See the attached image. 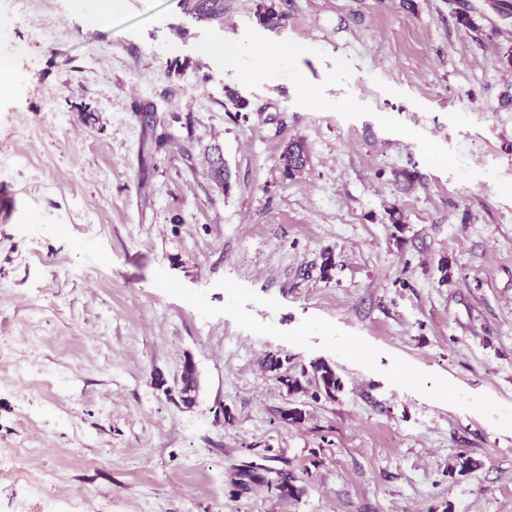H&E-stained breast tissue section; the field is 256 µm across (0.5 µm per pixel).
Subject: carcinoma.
<instances>
[{"mask_svg":"<svg viewBox=\"0 0 512 512\" xmlns=\"http://www.w3.org/2000/svg\"><path fill=\"white\" fill-rule=\"evenodd\" d=\"M186 11L202 16L216 13H224V0H181ZM308 157L305 148L300 142L288 143L285 151V168L288 175L304 169ZM207 163L211 178L220 186L228 187L224 169V155L220 146L211 147V152L207 157ZM289 361L287 357H281L277 354H269L265 357L263 365L266 371L272 373L274 379L286 388L288 394H311V398L316 400L322 396L334 400L336 394L343 389V382L336 374L335 368L323 359L314 360L310 367L304 368L299 374H290L285 369V363ZM154 384L157 388L163 390L166 396L177 404L187 409L192 408L198 396V376L196 365L190 358L186 359L176 386L167 385L164 375L157 372L154 374Z\"/></svg>","mask_w":512,"mask_h":512,"instance_id":"obj_1","label":"carcinoma"}]
</instances>
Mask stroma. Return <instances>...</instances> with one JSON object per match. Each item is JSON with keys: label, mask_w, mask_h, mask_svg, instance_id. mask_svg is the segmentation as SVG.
Listing matches in <instances>:
<instances>
[{"label": "stroma", "mask_w": 512, "mask_h": 512, "mask_svg": "<svg viewBox=\"0 0 512 512\" xmlns=\"http://www.w3.org/2000/svg\"><path fill=\"white\" fill-rule=\"evenodd\" d=\"M179 2L0 8V512H512V0ZM288 361L286 356L282 358L277 354H268L263 365L265 370L272 373L274 379L286 388L289 395L308 394L310 387L314 386L315 389L310 395L313 400H318L321 396L332 400L343 389L341 378L326 360L312 361L310 369L302 368L299 375L288 374V368H285ZM154 384L158 389H162L166 396L186 409L192 408L198 396V376L196 365L190 358L186 359L176 386H168L167 380L162 373H155Z\"/></svg>", "instance_id": "35a3bbf8"}]
</instances>
